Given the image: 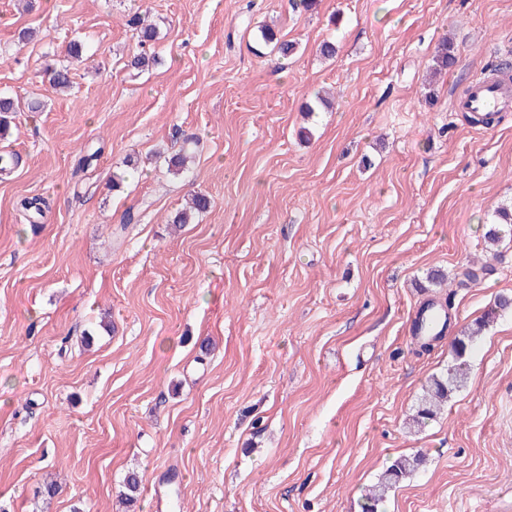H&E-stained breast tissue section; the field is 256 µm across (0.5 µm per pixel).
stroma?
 Instances as JSON below:
<instances>
[{"instance_id":"obj_1","label":"stroma","mask_w":512,"mask_h":512,"mask_svg":"<svg viewBox=\"0 0 512 512\" xmlns=\"http://www.w3.org/2000/svg\"><path fill=\"white\" fill-rule=\"evenodd\" d=\"M136 10L160 31L143 72ZM446 36L458 62L433 81ZM500 63L512 0H0V95L20 102L0 139L20 158L0 177V512H362L417 452L379 512H512L511 310L467 384L409 423L455 336L512 297V237L484 240L512 205V110L455 109ZM184 150L187 177L168 169ZM197 192L211 208L173 224ZM444 299L448 330L420 350L415 312ZM422 462L423 457L420 454L396 459L373 485L367 497L365 512H378V507L386 501L389 492L403 479L412 475Z\"/></svg>"}]
</instances>
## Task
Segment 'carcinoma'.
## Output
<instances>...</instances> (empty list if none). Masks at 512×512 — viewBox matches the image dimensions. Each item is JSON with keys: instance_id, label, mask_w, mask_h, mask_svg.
<instances>
[{"instance_id": "1", "label": "carcinoma", "mask_w": 512, "mask_h": 512, "mask_svg": "<svg viewBox=\"0 0 512 512\" xmlns=\"http://www.w3.org/2000/svg\"><path fill=\"white\" fill-rule=\"evenodd\" d=\"M130 23L136 30L140 51L130 60V66L135 69H144L161 64V58L156 52V43L159 40V31L152 24L148 23V17L137 15L130 20ZM260 40L266 45H273L281 58L286 59L294 54L295 44L288 40H281L277 34L270 28H261ZM433 62L436 70H446L456 63L451 43L443 42L437 47L433 56ZM50 86L56 92H63L70 88V68L66 64H59L51 68ZM211 207L210 199L202 194L193 197L192 203L188 209L178 212L173 218L175 224H187L193 218V215L204 213ZM19 208L29 218L43 216L48 208L47 201L40 197L23 198L19 201ZM512 224V210L501 208L497 211V221L489 225L485 232L487 241L495 245L502 239V230L500 225ZM512 307V299L502 297L498 300L495 308L486 314L484 319L475 323V327L469 329L464 334L455 338L453 349L455 360L448 366L444 375L432 378L425 389V395L422 404L413 418V422L418 424L425 419H430L444 405L448 395L464 387L469 378L467 364L462 362L463 355L471 348L474 341L482 332L491 319L501 312ZM423 457L419 454L410 456H401L396 459L380 476L373 485L367 497L365 512H378V507L382 505L389 492L396 487L403 479L412 475L422 464Z\"/></svg>"}]
</instances>
